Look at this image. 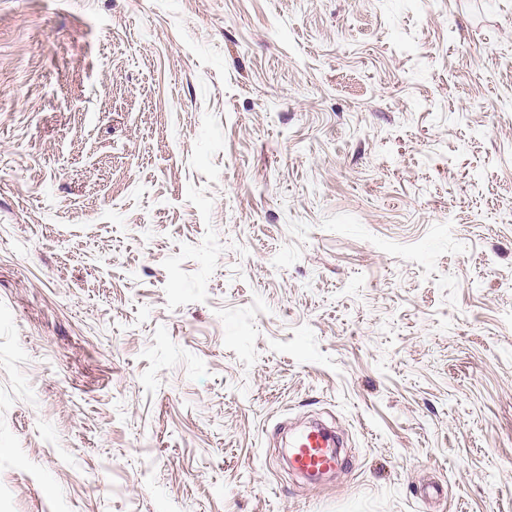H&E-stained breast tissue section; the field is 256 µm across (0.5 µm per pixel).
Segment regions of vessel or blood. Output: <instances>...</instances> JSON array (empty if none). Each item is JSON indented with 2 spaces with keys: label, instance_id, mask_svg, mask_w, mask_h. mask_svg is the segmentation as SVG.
<instances>
[{
  "label": "vessel or blood",
  "instance_id": "vessel-or-blood-1",
  "mask_svg": "<svg viewBox=\"0 0 512 512\" xmlns=\"http://www.w3.org/2000/svg\"><path fill=\"white\" fill-rule=\"evenodd\" d=\"M339 443L328 429L316 426L293 437L288 455L292 467L304 474L331 473L342 467Z\"/></svg>",
  "mask_w": 512,
  "mask_h": 512
}]
</instances>
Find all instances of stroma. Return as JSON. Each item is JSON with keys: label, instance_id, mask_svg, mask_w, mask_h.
<instances>
[{"label": "stroma", "instance_id": "1", "mask_svg": "<svg viewBox=\"0 0 512 512\" xmlns=\"http://www.w3.org/2000/svg\"><path fill=\"white\" fill-rule=\"evenodd\" d=\"M511 207L512 0H0V512H512ZM336 436L316 426L293 437L288 448L290 464L304 474L331 473L343 466Z\"/></svg>", "mask_w": 512, "mask_h": 512}]
</instances>
